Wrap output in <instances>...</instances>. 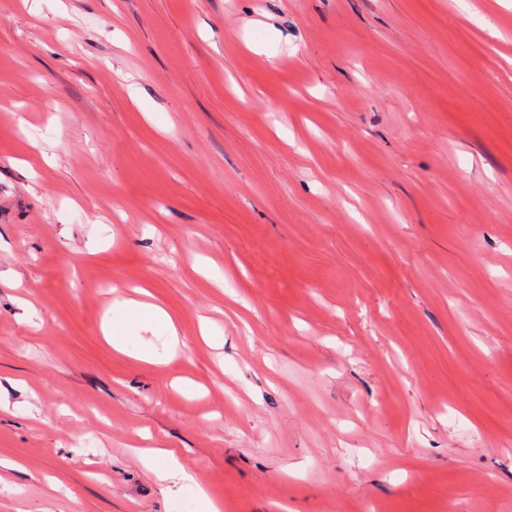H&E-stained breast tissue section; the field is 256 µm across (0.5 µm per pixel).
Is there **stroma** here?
Here are the masks:
<instances>
[{
    "label": "stroma",
    "instance_id": "obj_1",
    "mask_svg": "<svg viewBox=\"0 0 512 512\" xmlns=\"http://www.w3.org/2000/svg\"><path fill=\"white\" fill-rule=\"evenodd\" d=\"M144 447L512 512V0H0V512L193 502ZM126 308H134L142 313V315L149 321L159 323L164 326L167 335L169 336V348L171 353H176L179 346V334L177 328L168 313L160 306L149 303H139L135 301H123L117 303L113 307L112 318L116 323L109 328L108 336H112V346L117 351L126 353V340L128 336H123L126 329L131 327L126 324L122 318Z\"/></svg>",
    "mask_w": 512,
    "mask_h": 512
}]
</instances>
